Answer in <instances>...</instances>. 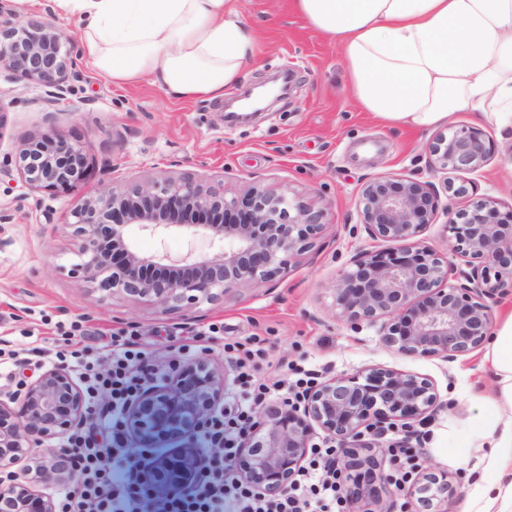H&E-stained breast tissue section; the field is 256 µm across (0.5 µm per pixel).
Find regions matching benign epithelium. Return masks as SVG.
Instances as JSON below:
<instances>
[{"label": "benign epithelium", "mask_w": 512, "mask_h": 512, "mask_svg": "<svg viewBox=\"0 0 512 512\" xmlns=\"http://www.w3.org/2000/svg\"><path fill=\"white\" fill-rule=\"evenodd\" d=\"M76 38L51 23L0 21V71L48 88L47 103L65 98V83L79 77ZM433 167L471 174L489 161L482 134L462 126L429 147ZM15 166L32 190L75 195L65 220L80 263L83 286L121 296L166 314L215 305L245 283L286 270L309 251L328 225V211L298 197L261 187L227 194L224 178L187 173L122 191L81 192L86 180L82 146L58 134L21 143ZM438 209L435 186L415 178L377 177L359 200L360 223L370 238L396 242L395 252H365L334 282L339 316L352 324L384 320L382 341L398 353L453 362L483 347L493 303L512 288V210L491 201L469 209L446 208L451 252L475 262L471 272L454 265L416 236ZM159 236L174 228L190 242L209 241L212 251L189 250L178 260L167 253L143 255L131 242V226ZM424 375L374 366L314 385L299 406L278 402L260 408L232 467L254 489L284 492L301 467L316 431L344 450L343 483L350 512L380 503L387 477L378 460L390 429L409 432L438 405ZM224 406V377L209 360L178 361L129 405L133 441L153 446L191 442ZM89 414L83 391L65 368L45 369L18 393L0 392V504L12 512H57L51 490L72 482V453L58 444ZM206 454L192 446L144 460L133 458L150 483L161 471L170 485L186 488ZM414 512H448L455 489L448 473L414 470Z\"/></svg>", "instance_id": "1"}]
</instances>
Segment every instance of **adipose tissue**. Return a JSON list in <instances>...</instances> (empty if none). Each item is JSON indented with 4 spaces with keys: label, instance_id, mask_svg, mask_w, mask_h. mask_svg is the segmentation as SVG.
Listing matches in <instances>:
<instances>
[{
    "label": "adipose tissue",
    "instance_id": "obj_1",
    "mask_svg": "<svg viewBox=\"0 0 512 512\" xmlns=\"http://www.w3.org/2000/svg\"><path fill=\"white\" fill-rule=\"evenodd\" d=\"M75 20L80 59L123 87L149 82L171 98H223L255 57L257 30L240 0H52ZM338 46L348 88L381 124L430 130L458 113L512 140V0H291ZM495 396L448 461L480 452L493 482H477L468 512H512V311L488 338Z\"/></svg>",
    "mask_w": 512,
    "mask_h": 512
}]
</instances>
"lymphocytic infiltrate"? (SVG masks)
<instances>
[{"label": "lymphocytic infiltrate", "mask_w": 512, "mask_h": 512, "mask_svg": "<svg viewBox=\"0 0 512 512\" xmlns=\"http://www.w3.org/2000/svg\"><path fill=\"white\" fill-rule=\"evenodd\" d=\"M87 337V330L74 322L61 331L55 348L40 336L32 338L22 356L0 347V378L14 387L24 385L22 367L48 358L83 384L90 421L62 440L73 451L77 478L60 489L58 512H347L336 465L341 451L333 445L314 447L288 491L276 497L257 493L230 470L256 409L273 398L297 404L316 382L315 371L295 369L289 382L271 379L258 373L267 357L264 338L248 336L225 344L224 358L236 369L235 384L223 410L198 435L199 447L208 451L204 471L185 491L169 492L164 474L149 490L131 461L126 428L127 407L146 381L147 346L134 329L113 334L107 351L87 345Z\"/></svg>", "instance_id": "obj_1"}]
</instances>
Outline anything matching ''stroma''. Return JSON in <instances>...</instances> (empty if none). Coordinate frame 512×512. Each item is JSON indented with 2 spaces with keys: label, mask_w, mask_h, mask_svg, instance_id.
<instances>
[{
  "label": "stroma",
  "mask_w": 512,
  "mask_h": 512,
  "mask_svg": "<svg viewBox=\"0 0 512 512\" xmlns=\"http://www.w3.org/2000/svg\"><path fill=\"white\" fill-rule=\"evenodd\" d=\"M241 10L262 40L256 62L220 102L175 101L147 83L120 89L85 69L68 80L66 104L48 122L45 89L0 73V238L6 241L0 248V338L22 352L28 335L49 336L54 323L79 320L100 348L113 332L133 326L145 332L150 364L162 371L173 359H191L181 341L216 323L223 336L210 341L207 356L228 379L233 373L224 341L251 334L268 339L270 361L284 379L294 365L325 379L374 365L425 375L440 405L414 426L425 434L413 443L416 462L448 471L457 486L448 508L466 512L472 489L462 469L440 453L439 435L467 436L480 403L493 396L483 351L448 363L398 354L383 344L380 324L354 328L340 317L331 288L352 259L388 247L370 239L359 222L365 182L379 176H416L438 186L447 178L465 182V196L440 193V213L418 236L445 253L444 206L466 209L490 199L500 211L512 209V171L503 166L512 145L494 126L481 125L491 146L487 165L445 176L430 166L434 132L392 129L363 112L347 88L336 44L294 14L289 0H241ZM49 130L82 145L91 192L186 172L220 174L227 192L267 186L327 207L331 223L288 272L241 285L221 304L166 315L120 298L104 300L71 273L78 258L63 222L72 195L29 190L13 161L18 144Z\"/></svg>",
  "instance_id": "1"
}]
</instances>
